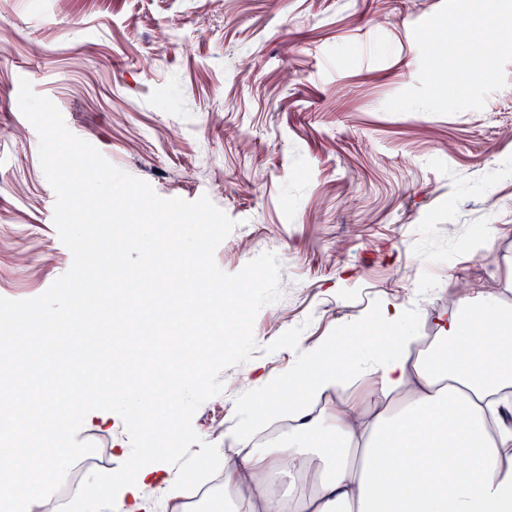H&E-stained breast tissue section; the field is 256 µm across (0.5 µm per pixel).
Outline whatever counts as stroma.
I'll return each instance as SVG.
<instances>
[{"mask_svg": "<svg viewBox=\"0 0 512 512\" xmlns=\"http://www.w3.org/2000/svg\"><path fill=\"white\" fill-rule=\"evenodd\" d=\"M443 2L0 0V297H37L72 265L24 78L112 165L235 220L222 271L279 260L257 351L193 416L202 442L223 445L254 365L295 364L289 338L375 325L387 298L431 336L462 281L512 303V62L482 109H383L416 84L413 27ZM110 408L79 437L86 472L119 471L113 436L146 445L127 391Z\"/></svg>", "mask_w": 512, "mask_h": 512, "instance_id": "obj_1", "label": "stroma"}]
</instances>
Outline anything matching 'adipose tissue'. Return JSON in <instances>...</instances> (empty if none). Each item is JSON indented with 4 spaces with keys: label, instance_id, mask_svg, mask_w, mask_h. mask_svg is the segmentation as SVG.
I'll use <instances>...</instances> for the list:
<instances>
[{
    "label": "adipose tissue",
    "instance_id": "1",
    "mask_svg": "<svg viewBox=\"0 0 512 512\" xmlns=\"http://www.w3.org/2000/svg\"><path fill=\"white\" fill-rule=\"evenodd\" d=\"M182 274L199 289L172 313L176 323L235 314L247 304L242 294L226 301L201 267L183 265ZM378 317V326L303 347L286 375L253 380L227 434L243 449L220 471L225 501L241 512H512V304L490 291L460 297L435 314L436 336L425 351L416 350L414 327L398 303L384 302ZM112 373L116 387L131 390L142 419L183 434L178 408L156 402L159 388L141 348L121 344ZM20 375L31 388L12 419L16 428H30L40 459L34 466L1 447L0 469L13 479L0 498L39 512L78 440L72 415L108 424L111 390L69 387L44 414L37 361L23 348L1 351L0 384L20 390ZM350 382L361 392L334 399ZM283 413L291 425L277 447L258 442L263 425ZM112 447L121 474L100 484L82 512H95L100 502L123 512H187L186 477L172 467L166 441L134 453L119 440Z\"/></svg>",
    "mask_w": 512,
    "mask_h": 512
}]
</instances>
